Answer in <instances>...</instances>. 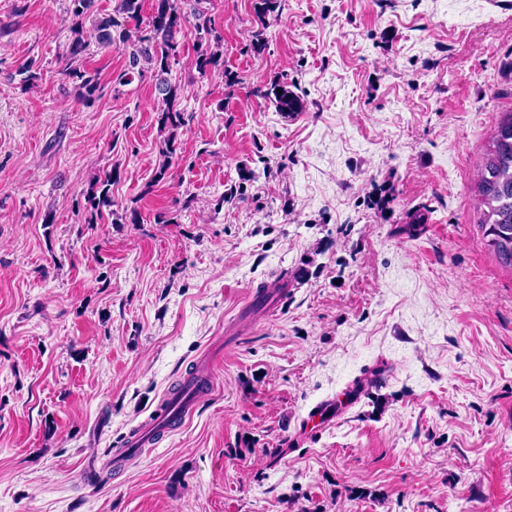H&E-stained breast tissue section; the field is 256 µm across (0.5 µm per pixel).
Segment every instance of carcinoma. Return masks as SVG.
<instances>
[{"instance_id":"obj_1","label":"carcinoma","mask_w":512,"mask_h":512,"mask_svg":"<svg viewBox=\"0 0 512 512\" xmlns=\"http://www.w3.org/2000/svg\"><path fill=\"white\" fill-rule=\"evenodd\" d=\"M181 0H153V10L146 24H141V0H115L112 12L97 19L94 24L98 45L103 48L123 49L127 53L126 68L115 78L120 85L132 82L134 76L154 71L158 76L157 90L162 96L158 122L167 132L162 150L163 162L158 178L178 162L177 133L192 119V115L180 108L184 88L172 84L164 77L171 63L181 53L177 34L194 18L198 34L196 67L202 74L221 65L220 37L213 34L211 18L197 8L187 15L180 7ZM94 0H70L72 40L69 55L76 57L86 49L83 20L92 10ZM64 75L74 81L82 100L90 101L100 90L97 74L69 65ZM256 93L268 98L276 110L283 113L301 112L304 105L300 97L285 83H274L267 90ZM119 179V171L113 167L92 178L83 193L84 208L94 223L105 212H113L111 186ZM483 216L480 221L487 245L497 258L512 268V111L503 113L481 170L475 183Z\"/></svg>"}]
</instances>
